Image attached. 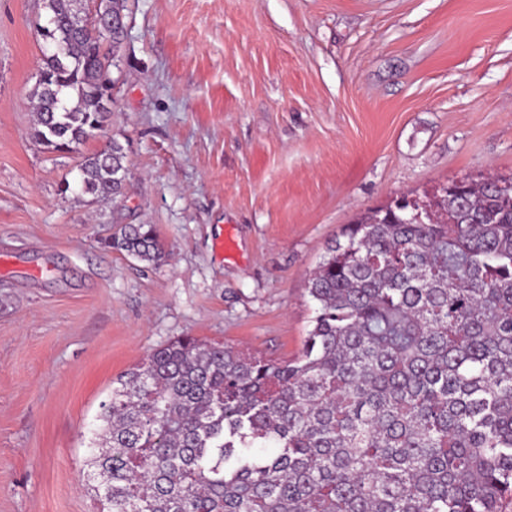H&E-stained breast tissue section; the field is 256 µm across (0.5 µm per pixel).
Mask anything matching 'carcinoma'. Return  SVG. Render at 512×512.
<instances>
[{
    "label": "carcinoma",
    "mask_w": 512,
    "mask_h": 512,
    "mask_svg": "<svg viewBox=\"0 0 512 512\" xmlns=\"http://www.w3.org/2000/svg\"><path fill=\"white\" fill-rule=\"evenodd\" d=\"M33 138L71 152L105 131L102 75L128 0H42ZM124 194L114 138L78 165ZM108 247L162 259L149 224ZM312 327L276 362L181 336L127 370L85 460L107 512H502L512 500V178L454 180L347 225L308 280Z\"/></svg>",
    "instance_id": "obj_1"
}]
</instances>
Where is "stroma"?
Segmentation results:
<instances>
[{"label": "stroma", "mask_w": 512, "mask_h": 512, "mask_svg": "<svg viewBox=\"0 0 512 512\" xmlns=\"http://www.w3.org/2000/svg\"><path fill=\"white\" fill-rule=\"evenodd\" d=\"M105 134L32 138L40 0H0V512H99L118 377L193 336L283 361L328 245L367 209L512 176V0H129ZM117 138L122 197L80 189ZM155 225L166 257L107 248Z\"/></svg>", "instance_id": "1"}]
</instances>
